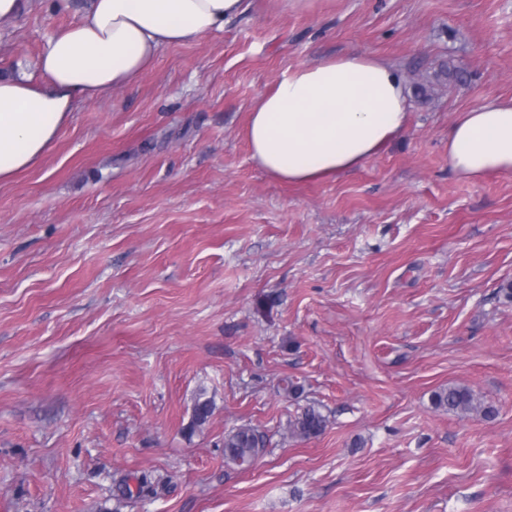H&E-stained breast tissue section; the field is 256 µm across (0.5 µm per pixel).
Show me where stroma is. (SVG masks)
I'll return each mask as SVG.
<instances>
[{
    "label": "stroma",
    "instance_id": "stroma-1",
    "mask_svg": "<svg viewBox=\"0 0 512 512\" xmlns=\"http://www.w3.org/2000/svg\"><path fill=\"white\" fill-rule=\"evenodd\" d=\"M21 2L0 73L39 84L82 12ZM348 50L401 73L402 134L332 179L257 168L255 99ZM489 100H512V0H249L77 102L0 183V512H512V174L448 164ZM448 384L495 417L435 408ZM312 403L326 430L290 437ZM243 424L248 469L224 459ZM264 447V436L255 428L242 425L224 436V459L246 468L259 458Z\"/></svg>",
    "mask_w": 512,
    "mask_h": 512
}]
</instances>
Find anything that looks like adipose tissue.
Segmentation results:
<instances>
[{
	"mask_svg": "<svg viewBox=\"0 0 512 512\" xmlns=\"http://www.w3.org/2000/svg\"><path fill=\"white\" fill-rule=\"evenodd\" d=\"M245 0H89L81 20L50 37L35 62L46 81L0 77V182L39 163L76 100L136 81L164 47L223 30ZM398 69L363 52L289 68L254 102V163L290 183L350 171L404 130ZM448 163L461 179L512 173V103L485 102L448 129Z\"/></svg>",
	"mask_w": 512,
	"mask_h": 512,
	"instance_id": "adipose-tissue-1",
	"label": "adipose tissue"
}]
</instances>
